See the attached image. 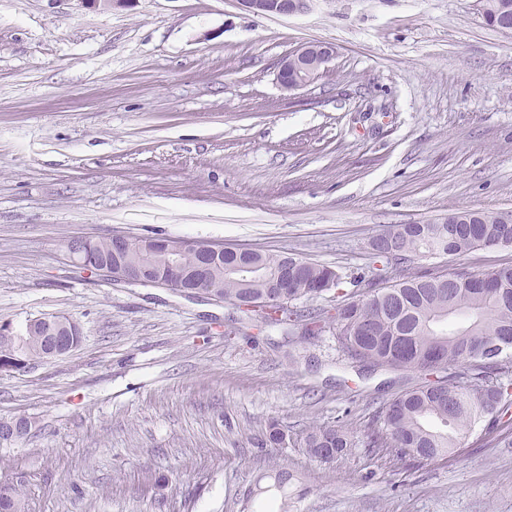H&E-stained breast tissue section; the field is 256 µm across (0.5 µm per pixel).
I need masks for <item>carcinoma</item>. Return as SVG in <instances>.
<instances>
[{"instance_id":"carcinoma-1","label":"carcinoma","mask_w":512,"mask_h":512,"mask_svg":"<svg viewBox=\"0 0 512 512\" xmlns=\"http://www.w3.org/2000/svg\"><path fill=\"white\" fill-rule=\"evenodd\" d=\"M486 23L512 30V0H482ZM447 224L389 225L373 240L381 251H370L372 263L389 273L388 285L366 292L357 290L361 278L342 276L337 270L306 262L293 265L285 255L255 251L240 256L224 252V266L239 261L257 263L269 279L249 284L221 271L214 278L223 285L224 300H239L250 307L242 320H256L254 306L266 305L273 314L265 324L284 329L295 313L283 305L314 299L334 290L340 302L336 314L317 312L309 322L336 326L342 351L353 360L374 366L439 373L438 380L406 390L376 412L379 428L370 445L392 457L434 459L456 453L476 426L505 418L512 409V265L479 273L464 271L468 280L448 283L439 272L410 271L412 256L427 252L460 256L486 247H512V211L457 210ZM354 287L343 289L344 284ZM43 327L25 325L20 335L0 334V357L10 353L35 364L44 360ZM493 349H487L489 345ZM454 372H449V369ZM299 447L321 462L347 455L353 441L342 430L312 426ZM279 497L270 512H289L288 471H274ZM0 512H27V491L20 478L0 480Z\"/></svg>"}]
</instances>
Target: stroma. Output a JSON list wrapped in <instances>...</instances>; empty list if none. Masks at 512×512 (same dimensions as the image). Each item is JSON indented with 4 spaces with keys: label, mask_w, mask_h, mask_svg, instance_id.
<instances>
[{
    "label": "stroma",
    "mask_w": 512,
    "mask_h": 512,
    "mask_svg": "<svg viewBox=\"0 0 512 512\" xmlns=\"http://www.w3.org/2000/svg\"><path fill=\"white\" fill-rule=\"evenodd\" d=\"M336 55L286 91L282 56ZM512 210V34L478 0H312L291 17L235 0H0V324L62 314L59 360L0 374V417L28 437L0 477L29 512H264L288 468L293 512H512V445L392 460L377 405L422 382L352 364L332 330L283 344L201 295L114 283L66 243L122 234L292 253L373 278L387 224ZM512 247L419 253L416 272L478 273ZM279 424L347 428L334 464L259 447Z\"/></svg>",
    "instance_id": "stroma-1"
}]
</instances>
